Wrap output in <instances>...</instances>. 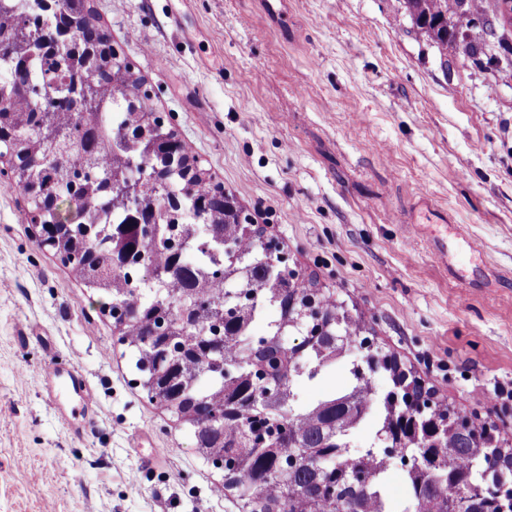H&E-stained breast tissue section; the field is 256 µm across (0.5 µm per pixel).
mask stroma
Returning a JSON list of instances; mask_svg holds the SVG:
<instances>
[{"mask_svg": "<svg viewBox=\"0 0 512 512\" xmlns=\"http://www.w3.org/2000/svg\"><path fill=\"white\" fill-rule=\"evenodd\" d=\"M149 105L291 267L460 414L512 440V67L440 59L402 0H90ZM427 196L448 223L412 224ZM0 176V512H230L137 386L97 296ZM477 241L479 253L466 249ZM73 361L94 404L50 399Z\"/></svg>", "mask_w": 512, "mask_h": 512, "instance_id": "1", "label": "stroma"}]
</instances>
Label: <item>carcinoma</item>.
<instances>
[{
    "mask_svg": "<svg viewBox=\"0 0 512 512\" xmlns=\"http://www.w3.org/2000/svg\"><path fill=\"white\" fill-rule=\"evenodd\" d=\"M500 0H403L404 17L448 67V45L463 50L477 68L512 65L509 29L497 35ZM41 0H0V124L23 128L28 136L13 144L18 162L16 187L26 191L27 159L41 147V132L61 130L58 151L73 165L86 164L92 176L72 191L69 168L48 160L34 171L38 197L64 227L55 254L85 287L125 303L113 318L118 341L134 357L149 401L175 410L189 427L201 457L224 462V490L236 512H445L453 489L473 483L486 490L477 512H512V442L476 418L459 431L457 413L424 387L395 355L371 346L363 320L346 315L335 294L313 278L288 271L271 274L254 261L269 244L264 228L230 224L224 212L196 219L194 201L214 191L209 172L183 153L180 172L169 175L168 157L155 148L170 129L145 103L143 82L132 69L104 60L88 72L75 67L74 50L100 42L102 29L87 0H57L45 13ZM27 32L54 40L68 32L57 52L27 56L18 37ZM480 29L497 40L498 51L475 44ZM40 86L29 98L16 84L18 72ZM136 173V205L156 211L157 222H133L118 202L123 187L108 190L100 177ZM190 245V261L167 271L171 241ZM142 269L133 282L124 270ZM233 280L253 294L244 303L225 295ZM276 317H267V311ZM224 322V369L206 355L182 363L176 385L158 391L152 384L154 356L147 340L159 329L176 343L208 334ZM265 333L255 334L258 325ZM300 341L285 348L286 336ZM350 360V384L300 405L298 381L313 379ZM392 388L379 394L375 375ZM204 408L224 410L218 438L198 428ZM371 425L375 441L398 447L409 461V493L395 509L382 493L389 459L369 448L353 451L352 433Z\"/></svg>",
    "mask_w": 512,
    "mask_h": 512,
    "instance_id": "cac0c4a2",
    "label": "carcinoma"
}]
</instances>
